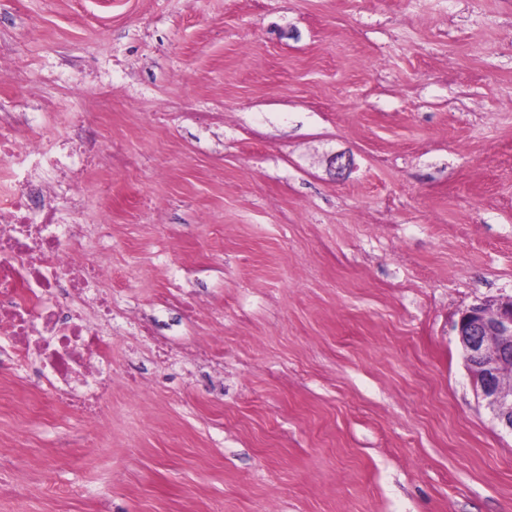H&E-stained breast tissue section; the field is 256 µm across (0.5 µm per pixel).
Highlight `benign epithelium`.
Instances as JSON below:
<instances>
[{
  "label": "benign epithelium",
  "mask_w": 512,
  "mask_h": 512,
  "mask_svg": "<svg viewBox=\"0 0 512 512\" xmlns=\"http://www.w3.org/2000/svg\"><path fill=\"white\" fill-rule=\"evenodd\" d=\"M463 359L478 395L498 425L512 433V296L494 305L478 304L460 313L456 324Z\"/></svg>",
  "instance_id": "7a95c632"
}]
</instances>
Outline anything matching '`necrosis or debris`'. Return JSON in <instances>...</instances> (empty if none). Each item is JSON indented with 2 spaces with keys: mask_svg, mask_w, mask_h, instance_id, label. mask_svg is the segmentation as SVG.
Masks as SVG:
<instances>
[{
  "mask_svg": "<svg viewBox=\"0 0 512 512\" xmlns=\"http://www.w3.org/2000/svg\"><path fill=\"white\" fill-rule=\"evenodd\" d=\"M11 119L0 113V355L101 424L110 411L111 353L92 320H111L112 300L93 299L91 287L111 275L85 260L75 225L58 215L81 211V198L50 183L81 164L64 147L90 148L96 120L67 112L52 131L22 142Z\"/></svg>",
  "mask_w": 512,
  "mask_h": 512,
  "instance_id": "4bbe7bcc",
  "label": "necrosis or debris"
}]
</instances>
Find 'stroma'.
<instances>
[{
    "instance_id": "1",
    "label": "stroma",
    "mask_w": 512,
    "mask_h": 512,
    "mask_svg": "<svg viewBox=\"0 0 512 512\" xmlns=\"http://www.w3.org/2000/svg\"><path fill=\"white\" fill-rule=\"evenodd\" d=\"M0 47V113L109 135L75 222L119 376L98 435L0 370V512H512L455 329L512 296V0H0Z\"/></svg>"
}]
</instances>
